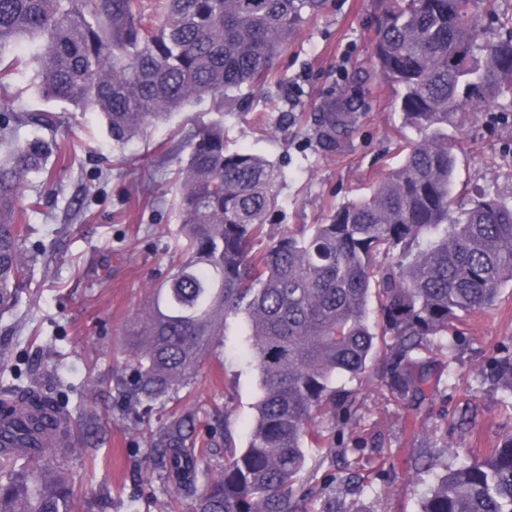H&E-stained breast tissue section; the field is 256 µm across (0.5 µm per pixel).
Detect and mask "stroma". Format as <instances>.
Returning <instances> with one entry per match:
<instances>
[{"mask_svg":"<svg viewBox=\"0 0 512 512\" xmlns=\"http://www.w3.org/2000/svg\"><path fill=\"white\" fill-rule=\"evenodd\" d=\"M374 20L371 0H332L300 26L276 81L245 95L236 111H216L210 99L193 102L121 148L99 112L45 98L33 70L16 72L8 90H0V112L17 115L18 140L53 136L62 147L50 161L51 178L32 179L22 190L23 202L38 203L27 213L28 242L37 252L25 302L0 318V355L31 372L44 390L68 393L75 432L85 428V411L98 418L101 444L65 461L77 489L75 512H190V499L172 500L155 468V440L172 415L194 414L196 445L210 449V468L224 463L225 430L237 447L247 446L259 389L239 336L217 340L190 385L146 407L129 394L125 329L178 259L174 172L187 157V137L202 124L223 122L230 147L248 148L283 169L282 214L268 228L273 237L322 223L331 206L367 194L401 160L418 134L404 127L394 91L371 71ZM344 95L354 103L349 131L327 152L317 142L314 116L327 99ZM45 112L59 116L55 129L40 125ZM448 144L458 158L453 193L460 207L480 192L512 197V108L457 113ZM460 331L429 414L416 415L377 380L346 382L360 406L363 435L382 441L389 455L384 484L353 495L325 449L309 448L316 484L343 500L347 512H419L433 476L408 463L414 437L447 442L455 467L487 454L505 435L512 405L487 393L480 370L512 338V283L493 309L471 315ZM471 399L478 417L463 431L458 414Z\"/></svg>","mask_w":512,"mask_h":512,"instance_id":"stroma-1","label":"stroma"}]
</instances>
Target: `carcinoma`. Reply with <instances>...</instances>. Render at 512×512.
Returning <instances> with one entry per match:
<instances>
[{
  "mask_svg": "<svg viewBox=\"0 0 512 512\" xmlns=\"http://www.w3.org/2000/svg\"><path fill=\"white\" fill-rule=\"evenodd\" d=\"M377 75L420 139L364 198L331 209L326 222L288 228L261 247L278 207L283 171L246 149L231 150L224 125L200 127L178 168L181 259L129 333L135 401L187 386L200 358L243 320L259 399L247 447L224 417V466L212 473L192 442L195 418H175L155 443L163 484L193 498V512H297L313 470L305 442L324 438L330 407L350 419L359 406L341 378L375 377L392 397L425 414L448 369V337L494 306L512 281V202L482 195L471 207L453 194L456 156L448 122L458 112L512 99V16L487 35L480 0H375ZM328 0H163L162 21H143L140 0H0V53L26 38L39 47L40 92L87 103L123 145L147 123L207 97L232 112L244 87L276 77L275 62L300 24ZM353 100L327 102L315 118L322 149L345 135ZM0 116V317L28 284L31 249L19 190L48 170L54 140L11 137ZM377 303V319L369 302ZM492 392L512 396V349L482 368ZM18 408L27 430L64 413L34 381L0 387V408ZM0 446V512H73L66 472ZM446 446L423 441L412 457L433 474L420 512H512V435L480 459L448 467Z\"/></svg>",
  "mask_w": 512,
  "mask_h": 512,
  "instance_id": "obj_1",
  "label": "carcinoma"
}]
</instances>
